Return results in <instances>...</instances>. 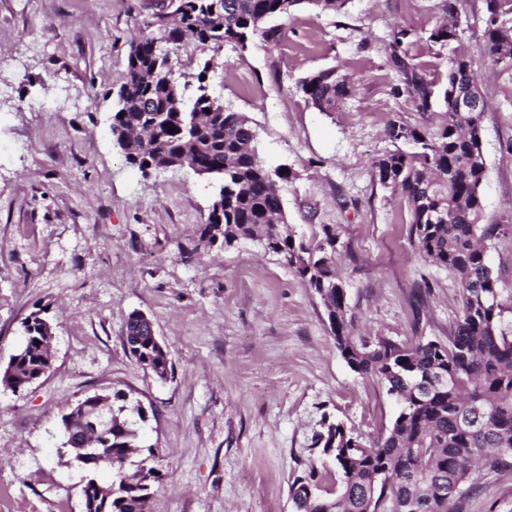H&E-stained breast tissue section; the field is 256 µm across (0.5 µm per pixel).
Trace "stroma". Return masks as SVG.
<instances>
[{"instance_id":"obj_1","label":"stroma","mask_w":512,"mask_h":512,"mask_svg":"<svg viewBox=\"0 0 512 512\" xmlns=\"http://www.w3.org/2000/svg\"><path fill=\"white\" fill-rule=\"evenodd\" d=\"M145 4L0 0V369L40 309L54 354L25 390L0 386V512H84L87 472L62 446L61 417L114 389L156 412L144 436L163 475L151 512H295L294 480L313 465L334 471L315 443L325 423L374 439L399 406L348 367L303 279L256 247L200 241L217 180L187 167L142 175L113 143L110 93ZM443 17L442 0H348L336 13L304 4L267 20L277 40L216 53L186 40L170 54L190 80L211 62L210 93L247 117L268 166L291 170L280 187L289 223L308 237L335 226L361 336L442 338L460 305L455 277L411 245L405 197L373 179V161L393 148L390 120L431 129L443 115L437 103L418 111L392 53L439 85L453 51L467 55L489 103L480 221L512 218V107L487 54L484 0H461L450 48L429 38ZM399 28L409 36L396 49ZM332 67L352 75L353 91L322 112L297 82ZM135 311L170 354L167 380L125 347ZM470 481L460 512H512V470Z\"/></svg>"}]
</instances>
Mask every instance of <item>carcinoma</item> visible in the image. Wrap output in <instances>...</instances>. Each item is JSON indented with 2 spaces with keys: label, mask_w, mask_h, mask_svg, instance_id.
Listing matches in <instances>:
<instances>
[{
  "label": "carcinoma",
  "mask_w": 512,
  "mask_h": 512,
  "mask_svg": "<svg viewBox=\"0 0 512 512\" xmlns=\"http://www.w3.org/2000/svg\"><path fill=\"white\" fill-rule=\"evenodd\" d=\"M485 2L488 52L496 63L512 67V25L503 21L512 14V0ZM303 3L337 12L347 0H177L172 8L165 0H153L145 34L129 52L117 91L112 139L126 162L143 174L152 163L184 154L188 168L219 179L200 241L226 249L252 243L276 256L319 296L349 367L376 378L399 403L386 433L369 444L340 423L327 426L319 442L322 454L335 464L336 478L329 486L310 466L307 476L291 486L296 512H460L474 468L512 469V330L502 328L503 314L512 312V296L502 297L485 246L512 232V224L479 223L484 112H458L452 104L456 88L480 84L471 61L463 55L451 60L440 128L389 122L386 133L395 149L372 163L374 180L401 190L407 199L408 236L419 255L448 269L460 285V315L446 339L420 336L399 342L354 335L344 282L336 272V228L324 225L321 235L307 240L287 222L280 183L292 173L283 165L267 166L247 118L208 92L201 77L211 62L197 74L196 94L189 97V82L177 81L169 54L155 46L153 32L162 29L173 44L188 37L215 53L226 43L244 48L255 36L274 38L262 28L264 21ZM456 38V30L446 24L429 35L443 45ZM392 59L406 72L407 91L418 109L428 111L434 83L409 70L398 53ZM297 87L319 111L331 112L351 94L353 78L328 68L302 78ZM24 326L25 350L0 372V383L14 393L24 390L51 358L41 311L31 313ZM125 342L137 362H150L161 378L167 374L169 352L153 342L148 322L130 316ZM103 398L112 410L109 435L101 439L78 429L72 448L79 460L84 444L97 443L101 456L87 470L112 471V496L93 497L85 512H146L161 481L160 470L151 464L152 446L142 444L137 430L146 417L141 406L127 405L122 390Z\"/></svg>",
  "instance_id": "cac0c4a2"
}]
</instances>
